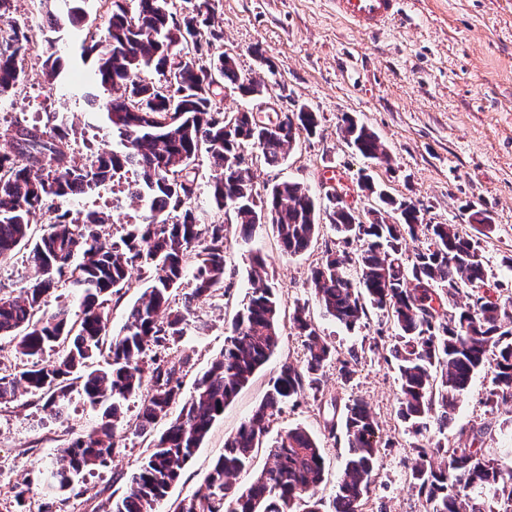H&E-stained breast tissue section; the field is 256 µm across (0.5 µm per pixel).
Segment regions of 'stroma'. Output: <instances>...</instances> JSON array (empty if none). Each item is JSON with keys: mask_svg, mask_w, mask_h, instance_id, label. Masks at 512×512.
I'll return each instance as SVG.
<instances>
[{"mask_svg": "<svg viewBox=\"0 0 512 512\" xmlns=\"http://www.w3.org/2000/svg\"><path fill=\"white\" fill-rule=\"evenodd\" d=\"M215 28L223 36L213 41L211 56H233L242 76L265 84L262 95L249 101L221 89L216 102L224 112L268 105L289 112L304 105L319 116L317 134L301 137L280 167L265 166L257 161L255 149H247L254 161L257 195L292 179L322 196L333 188L328 170L337 169L348 180L342 192L345 203L366 221L375 205L360 182L361 172H368L391 196L417 201L425 222L457 225L477 241L488 287L512 285V268L504 262L512 255V0H408L403 19L376 34L351 31L337 20L329 0H219ZM59 54L63 71L53 82L44 73L42 51L28 58L24 91L0 103V129L17 120L42 126L56 116L66 122L76 143L112 147L116 137L105 115L91 112L76 93L87 69L77 40L62 39ZM346 114L380 137L388 163L367 160L347 144L340 130ZM472 203L490 214L491 226L472 223ZM227 235L231 287L227 295L197 305L185 335L169 352L170 362L183 367L184 394H191L196 377L224 348L249 288L253 247L265 260L264 277L281 304L280 343L213 424L172 487L170 500L202 487L224 451L225 439L260 404L281 365H302L306 349L290 320L300 304L339 357L352 350L358 355L351 380L341 378L336 364L325 367V396L363 399L390 442L378 460L368 512H425L424 498L406 480L416 457L415 438L396 413L397 371L383 352L368 348L382 314H371L349 330L325 317L312 293L311 270L321 265L327 250H344V243L327 224L311 248L297 256L281 251L267 224L257 227L249 245L235 230ZM492 377L489 368L474 375L448 420L443 441L457 445L487 425L491 433L483 446L489 454L498 457L512 448V407L493 411L484 404ZM67 407L66 418L56 421L30 394L21 392L14 401L0 404V512H20L12 488L27 480L33 485L32 507L42 506L41 472L52 467L61 446L97 426V411L81 395L72 394ZM139 407V399L126 402V424L116 432L117 449L109 466L86 474L82 495L53 512H105L125 493L130 476L148 454L146 439L131 427ZM331 416V409L306 395L270 424L274 433L299 424L319 438L325 473L317 494L326 501L335 494L346 453L343 440L330 438L324 430Z\"/></svg>", "mask_w": 512, "mask_h": 512, "instance_id": "obj_1", "label": "stroma"}]
</instances>
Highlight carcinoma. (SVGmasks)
Segmentation results:
<instances>
[{"label": "carcinoma", "mask_w": 512, "mask_h": 512, "mask_svg": "<svg viewBox=\"0 0 512 512\" xmlns=\"http://www.w3.org/2000/svg\"><path fill=\"white\" fill-rule=\"evenodd\" d=\"M61 2L38 38L11 17L14 0H0V99L16 95L23 85L25 62L39 40L46 76L52 81L60 75L62 62L46 32L84 28L89 0ZM103 2V21L81 38V57L92 59L85 101L91 111L106 115L118 144L82 153L72 147L64 123L40 128L17 121L0 132V259L23 250L34 272L24 295L0 296V337L13 338L18 351L34 360L18 370L0 367V404L23 391L40 396L47 414L57 417L77 385L100 411L97 427L72 439L61 450L60 465L47 470L49 498L82 495L85 473L108 466L125 402L138 396L134 432L149 439L151 452L111 512H157L224 407L278 347L280 302L260 274L264 260L256 253L252 263L258 271L247 302L233 320L224 351L197 380L190 399L182 400V370L162 356L184 335L193 306L214 297L226 280L225 225L204 218L195 206L196 161L203 153L212 169L209 208L232 209L243 242L266 216L283 250L300 254L317 240L324 214L345 243H360L354 252L326 250L325 262L311 272V288L324 316L347 328L371 310L386 315L394 334L387 344L378 336L370 349L388 351L395 364L398 415L410 433L417 437L433 423L447 427L473 375L486 367L493 369L486 406L512 404V300L506 307L491 295L483 256L472 239L454 224L420 223L421 208L376 189L366 175L365 188L380 205L367 223L296 181L277 182L257 198L252 167L239 166L238 158L251 147L266 165L283 164L301 135L316 133L317 114L303 105L279 131L266 134L251 110L228 116L217 106L216 90L223 83L248 99L264 85L242 77L227 54L204 58L203 45L220 37L211 29L216 0H195L190 9L179 0H134L132 7L124 0ZM341 121L356 152L389 162L374 131L347 115ZM129 173L134 180L128 182V197L142 203L146 216L119 239L107 231L109 214L75 217L62 207ZM383 209L396 215L394 223L380 217ZM38 214L46 223L36 234L32 224ZM421 236L429 245L405 257L406 238ZM135 267L147 273V285L121 332L112 336V296L131 287ZM187 279L190 291L174 310V293ZM66 282L80 290L79 313L65 301L46 312L47 298ZM461 295L465 303L444 308L443 299ZM291 321L305 338L303 365L281 367L253 414L225 441L205 490L181 499L174 512H363L387 441L361 399L345 402L327 426L332 436L338 428L344 432L348 448L328 511L316 497L325 469L321 443L302 426L268 438L273 415L307 391L315 398L322 392L327 364L337 362L348 380L358 361L354 352L335 357L303 307H294ZM48 350L58 351V360L37 367L35 360ZM103 353L107 359L101 365L96 358ZM177 405V416L153 434ZM485 434L481 427L470 443L454 448L440 439L414 445L417 457L407 479L429 512H512V467L478 446ZM259 448L267 450L271 463L240 489L233 479ZM487 491L500 509L485 500Z\"/></svg>", "instance_id": "1"}]
</instances>
